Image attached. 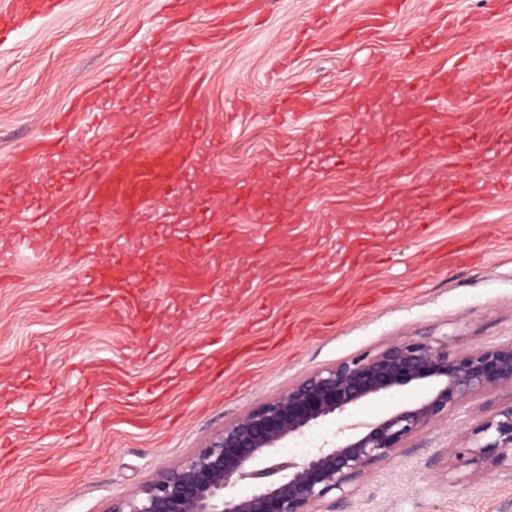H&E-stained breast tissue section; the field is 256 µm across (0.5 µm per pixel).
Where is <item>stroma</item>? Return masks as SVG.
I'll use <instances>...</instances> for the list:
<instances>
[{
  "mask_svg": "<svg viewBox=\"0 0 512 512\" xmlns=\"http://www.w3.org/2000/svg\"><path fill=\"white\" fill-rule=\"evenodd\" d=\"M165 4L65 0L59 13L35 20L0 43V174L7 173L8 161L30 137L60 135L57 113L82 96H93L96 111L109 119L76 123L69 136L111 142L118 122L138 109L122 95L121 83L131 76L143 40L168 26ZM367 5L368 0H341L328 14L321 0H250L234 33L204 50L194 45L193 35L207 30L214 18L200 11L173 29L169 42L156 45L157 68L145 87L153 101L162 100L165 87L179 79L185 55H196L205 73L199 96L218 118L231 120L219 154L203 155L200 166H221L229 190L237 180L257 178L260 169L286 165L295 176L294 194L307 197L301 224L247 271L255 289L266 286L277 261H332L337 237L348 232L347 225L333 222L334 200L374 203L396 195L401 205L385 227L392 246L381 272L393 291L342 314L334 306L337 293H362L369 287L359 270L289 289L288 304L298 320L295 336L272 352L247 355L223 382L211 384L197 361L180 367L168 361L173 353L206 340L218 326L225 343H239L237 325L249 316L246 302L232 309L200 307L181 288L162 283L156 334L145 348L127 336L123 325L101 320L96 302L55 307L58 296L80 288L77 268L52 251L36 257L15 249L4 261L17 277L0 284V371L14 379L0 389V415L23 422L29 400L17 381L35 356L55 386L49 406L77 421L82 406L74 398L81 384L76 367L89 359L112 360L133 375L169 369L175 383L199 388L202 406L181 405L173 391L158 401L151 428L127 423L93 427L75 451L49 438L22 442L13 450L11 466L0 471V512H105L112 498L133 494L304 375L377 353L402 339L444 336L453 351L512 341V197L485 198L469 222L436 225L433 238L425 240L412 229L421 206L403 184L374 176L349 186L323 169L329 157L353 155L358 144L356 138H338L323 128L326 113L347 109L344 86L370 94L367 72L378 60L388 64L397 86L444 62L494 66L499 48L512 40V6L494 0H406L403 11L372 41L338 46L340 30ZM445 15L456 18L459 32L408 54L409 36L434 28ZM298 88L313 96L303 118L290 123L270 119L272 101ZM497 143L479 149L462 169L431 154L410 177L478 184L504 180L503 170L494 165ZM86 161L77 147L62 166L33 162L15 195L0 200V236L33 220L51 234L50 196L67 169ZM317 169L321 177L309 181L308 172ZM196 221L193 198L185 196L176 207H160L153 222L141 225L140 242L183 237L194 231ZM454 236L473 240L478 259L440 270L422 263L435 240ZM490 401L488 395H475L461 410L431 423L395 458L329 494L318 503L319 512H512V481L467 462L472 431Z\"/></svg>",
  "mask_w": 512,
  "mask_h": 512,
  "instance_id": "obj_1",
  "label": "stroma"
}]
</instances>
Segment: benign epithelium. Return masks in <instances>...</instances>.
<instances>
[{"label":"benign epithelium","instance_id":"1","mask_svg":"<svg viewBox=\"0 0 512 512\" xmlns=\"http://www.w3.org/2000/svg\"><path fill=\"white\" fill-rule=\"evenodd\" d=\"M424 396L299 461L280 460L290 439L361 404L408 387ZM508 392L473 429L467 463L512 476V342L448 350V337L413 336L372 355L315 371L252 408L186 460L162 471L108 512H314L330 493L393 458L436 419L480 393Z\"/></svg>","mask_w":512,"mask_h":512}]
</instances>
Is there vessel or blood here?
<instances>
[{"label": "vessel or blood", "mask_w": 512, "mask_h": 512, "mask_svg": "<svg viewBox=\"0 0 512 512\" xmlns=\"http://www.w3.org/2000/svg\"><path fill=\"white\" fill-rule=\"evenodd\" d=\"M405 0H370L368 9L351 25L342 29L339 40L344 44H360L385 28L401 13ZM172 16L189 18L201 4H208L212 14L221 20L238 21L247 11L245 0H167ZM62 0H0V41L26 26L33 19L57 12ZM461 65H441L421 74L413 82L402 85V94L416 99L428 94L429 109L398 112L393 124L404 145L407 164L416 168L435 152L463 163L470 162L477 145L490 138L498 123L512 117V69L494 67L489 71L472 73L474 82L496 85V96L486 98L472 112L459 113L448 105L463 94ZM197 70L185 69L179 80L172 83L162 105L149 112L130 115L113 134L111 144L98 139L88 140L85 151L92 156V165L75 169L73 181L83 188L81 211L99 216L123 214L125 223L103 233L100 226L79 222V213L59 209L53 240L57 249L71 258H80L87 244H95L100 260L90 266L81 292L70 294L69 303H80L89 296H98L108 309L113 322L126 327L128 335L150 339L154 334V298L161 281L175 282L185 295L197 303L223 299L228 284L218 274L220 258L212 247V234H238L241 223L251 229L248 265L260 264L268 251L289 224L302 220V212L292 203L291 171L280 167L263 173L268 190L262 191L253 179L235 183L231 214L224 222L214 218V200L224 192V177L220 169H202L197 159L204 150L222 145L223 128L209 106L197 97ZM277 106L289 118L300 119L309 109L305 92L279 99ZM168 129L169 138L163 147H152L151 141L159 129ZM368 166L341 157L329 160L345 182L358 183L378 175L388 182L397 181L400 170L384 155L381 146L366 143ZM73 150L68 139L54 141L35 138L21 154L9 162L10 175L0 176V198L15 194L17 176L23 175L36 158L61 159ZM200 183L196 197L198 213L194 234L170 241L159 239L130 253L128 246L138 238L140 224L152 219L159 205L179 203L191 183ZM408 192L425 200L415 232L427 238L435 225L463 221L476 206L478 198L469 182L446 179L436 184L408 183ZM395 197L386 198L377 207H352L340 216L350 224L352 233L338 261L343 268L362 269L373 276L387 254L386 238L378 228L389 212L396 210ZM36 249L43 244V233L34 225L16 227L12 236L0 237V258L12 251L15 243ZM457 240H437L432 251L423 255L424 264L438 268L455 260ZM326 271L295 265L282 266L275 283L255 298L258 310L276 323L274 334L250 338L249 328H241L246 344L229 346L223 340L209 342L200 348L197 357L206 369L209 382L222 380L225 372L237 367L244 354L259 353L277 347L283 337L293 334L295 321L289 316L284 294L308 279L324 277ZM82 394L90 410L87 421L99 422L94 410V397L101 390L113 391L121 399L120 410L114 411L117 420H130L141 428L153 426L154 419L144 412L143 394L161 398L170 390V379L164 374L130 376L121 366L109 362H92L83 369ZM31 396L33 413L26 416L23 428H16L8 419L0 420V462L8 463L10 450L25 440L40 437L43 429V396L51 384L43 376L38 362H31L25 379Z\"/></svg>", "instance_id": "obj_1"}]
</instances>
